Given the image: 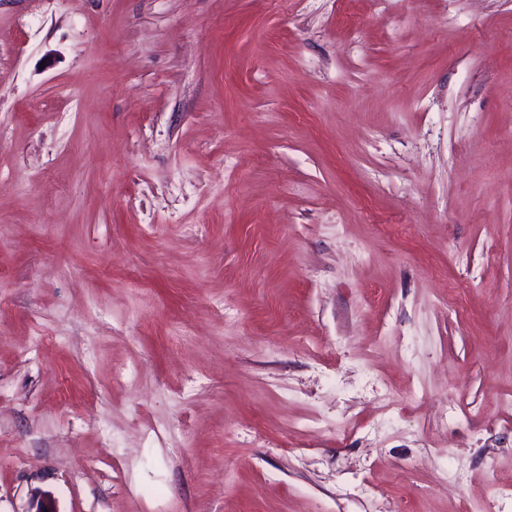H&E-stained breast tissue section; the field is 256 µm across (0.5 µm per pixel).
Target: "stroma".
Returning <instances> with one entry per match:
<instances>
[{
	"instance_id": "35a3bbf8",
	"label": "stroma",
	"mask_w": 512,
	"mask_h": 512,
	"mask_svg": "<svg viewBox=\"0 0 512 512\" xmlns=\"http://www.w3.org/2000/svg\"><path fill=\"white\" fill-rule=\"evenodd\" d=\"M512 512V0H0V512Z\"/></svg>"
}]
</instances>
